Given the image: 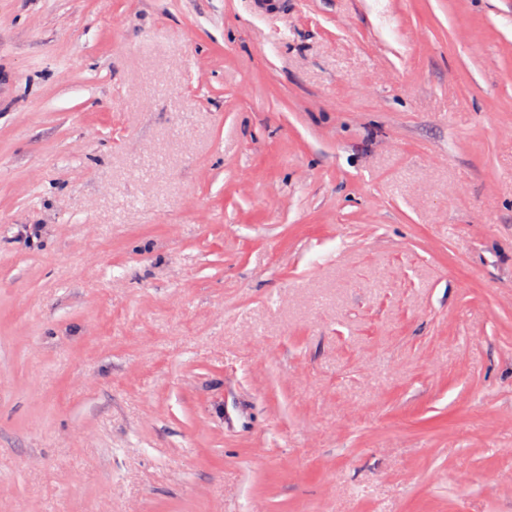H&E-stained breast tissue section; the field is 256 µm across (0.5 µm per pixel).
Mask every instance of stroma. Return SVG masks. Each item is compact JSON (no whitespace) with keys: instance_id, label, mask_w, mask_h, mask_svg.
Here are the masks:
<instances>
[{"instance_id":"1","label":"stroma","mask_w":512,"mask_h":512,"mask_svg":"<svg viewBox=\"0 0 512 512\" xmlns=\"http://www.w3.org/2000/svg\"><path fill=\"white\" fill-rule=\"evenodd\" d=\"M257 506L512 512V0H0V512Z\"/></svg>"}]
</instances>
